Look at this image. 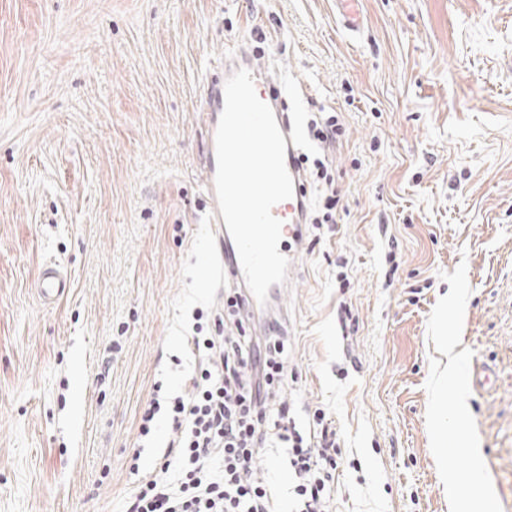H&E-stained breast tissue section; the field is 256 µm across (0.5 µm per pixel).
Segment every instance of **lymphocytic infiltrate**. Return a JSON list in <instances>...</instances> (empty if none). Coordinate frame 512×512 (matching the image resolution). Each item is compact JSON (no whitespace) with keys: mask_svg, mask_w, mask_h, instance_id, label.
Returning a JSON list of instances; mask_svg holds the SVG:
<instances>
[{"mask_svg":"<svg viewBox=\"0 0 512 512\" xmlns=\"http://www.w3.org/2000/svg\"><path fill=\"white\" fill-rule=\"evenodd\" d=\"M234 318L215 316L211 330L194 324L187 343L198 364L184 393L155 382L139 436L150 439L165 414L174 437L158 470L144 477L127 512H274L275 478L256 475L253 464L265 448L285 449L296 512H330V483L341 454L336 431L322 412L319 432L307 441L287 402H273L288 381V345L278 324L258 338L247 333L251 303L229 298Z\"/></svg>","mask_w":512,"mask_h":512,"instance_id":"lymphocytic-infiltrate-1","label":"lymphocytic infiltrate"}]
</instances>
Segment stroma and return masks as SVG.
<instances>
[{
	"mask_svg": "<svg viewBox=\"0 0 512 512\" xmlns=\"http://www.w3.org/2000/svg\"><path fill=\"white\" fill-rule=\"evenodd\" d=\"M360 8L354 32L336 0H0V512H124L172 439L162 418L140 440L142 408L183 391L196 312L237 287L199 110L240 41L286 92L311 220L339 201L280 295L278 394L337 431L335 512H448L445 468L512 512V0ZM49 262L68 288L45 305Z\"/></svg>",
	"mask_w": 512,
	"mask_h": 512,
	"instance_id": "stroma-1",
	"label": "stroma"
}]
</instances>
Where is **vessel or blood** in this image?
<instances>
[{"label":"vessel or blood","mask_w":512,"mask_h":512,"mask_svg":"<svg viewBox=\"0 0 512 512\" xmlns=\"http://www.w3.org/2000/svg\"><path fill=\"white\" fill-rule=\"evenodd\" d=\"M251 72L258 97L267 103L275 114L279 129L286 144L285 165L293 179L294 193L288 203L274 206L272 213L283 223L282 242L278 244L279 252H286L288 241H301L302 226L306 220V191L303 183L302 168L298 163L300 149L291 122L282 112V95L279 88L269 78L266 71L255 62L254 54L246 48L230 50L224 55V72L232 74L238 69ZM224 81H217L212 87L213 101L204 108L202 120L208 134H215L224 108ZM68 286L67 278L59 266L50 264L43 268L39 276L37 294L42 302L50 303L61 297Z\"/></svg>","instance_id":"vessel-or-blood-1"}]
</instances>
